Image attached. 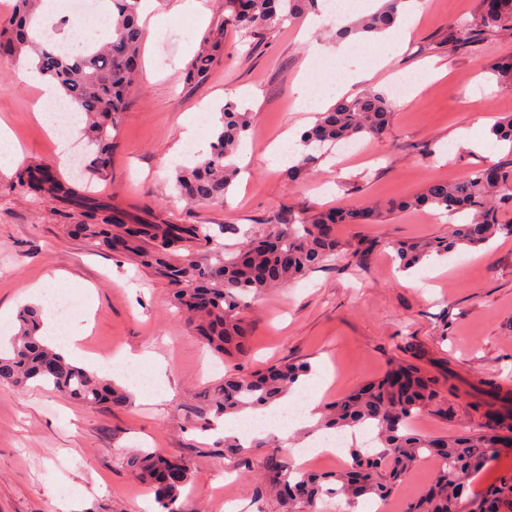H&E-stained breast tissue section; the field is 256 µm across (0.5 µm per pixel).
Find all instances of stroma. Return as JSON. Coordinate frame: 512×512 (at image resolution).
<instances>
[{
	"mask_svg": "<svg viewBox=\"0 0 512 512\" xmlns=\"http://www.w3.org/2000/svg\"><path fill=\"white\" fill-rule=\"evenodd\" d=\"M178 0H156L160 21L141 50V79L116 131L117 147L106 179L96 181L101 200L140 218L159 215L176 224L218 228L225 252L270 231L269 219L283 209L360 206L420 192L435 178L454 180L487 161L512 162V148L487 136L495 120L512 114V86L498 83L489 65L512 57V39L493 36L476 52L454 50L445 38L451 26L471 23L480 0H420L421 12L398 46L391 33L373 38L336 39L334 18L291 20L268 31L248 49L224 22V0H200L207 25L175 12ZM45 36L78 55L109 38L110 15L93 26L61 27L64 0ZM224 53L205 80L187 79L185 69L214 36ZM341 46L338 57H310L311 44ZM309 62L324 75L317 93L324 106L365 90L390 92L402 79L414 82L423 68L435 75L393 102L389 132L366 143L365 156L341 163L325 160L320 175L289 185L268 148L287 129L313 124V112L299 110L300 66ZM14 57L0 54V119L10 124L27 164L43 163L67 181L80 174L74 163L58 164L59 143L34 119L36 88L17 75ZM249 109L253 126L239 154L241 172L221 206L186 208L173 198L177 165L199 161L211 151L212 129L225 102ZM197 124L193 144L182 139L183 120ZM469 131L473 144L458 140ZM15 169L0 164V347L19 330L20 311L33 303L29 288L55 277L51 293L70 308L72 324L89 325L81 341L87 354L105 359L99 377L125 387L130 406L88 408L41 385L20 390L0 383V512H147V489L123 460L133 450L188 459L192 480L183 512H224L232 496L237 512H281L271 494L266 451L224 449V420L209 415L229 364L206 352L170 305L166 280L131 257L117 255L68 233L56 216V202L23 194L11 186ZM448 219L419 211L390 214L375 224H341L342 243L365 239L374 250L365 259L347 257L273 292L249 298L248 355L238 370L253 372L284 362L308 361L328 370L332 381L324 404L349 395L380 377L394 359L412 361L440 382L447 414L422 413L417 427L428 435L479 429L475 403L485 400L486 383L512 374V237L442 258L434 274L426 261L402 276L392 261L397 240L446 235ZM129 350L166 362L168 397H150L111 354Z\"/></svg>",
	"mask_w": 512,
	"mask_h": 512,
	"instance_id": "35a3bbf8",
	"label": "stroma"
}]
</instances>
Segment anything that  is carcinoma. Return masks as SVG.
Listing matches in <instances>:
<instances>
[{
  "label": "carcinoma",
  "instance_id": "carcinoma-1",
  "mask_svg": "<svg viewBox=\"0 0 512 512\" xmlns=\"http://www.w3.org/2000/svg\"><path fill=\"white\" fill-rule=\"evenodd\" d=\"M37 2L15 0L11 13L0 18V52L31 51L38 72L58 82L63 99L80 104L84 134L92 147L85 166L91 181L110 165L115 147L113 131L128 106L139 73L141 0H111V37L78 56L45 47L30 36ZM402 2L386 0L376 12L340 28L339 36L356 32L369 37L392 28ZM224 4L230 10L225 22L237 28L251 48L277 24L318 9V0H224ZM492 33L512 35V0H481L479 17L458 28L451 39L456 49L469 52ZM218 58L219 42H208L190 62L189 76L203 81ZM490 71L512 85V59L490 65ZM392 117L391 102L381 92L337 100L318 113L304 134V151L286 169L288 180L297 182L310 174L339 142L381 138ZM251 128V113L234 103L224 104L211 153L191 167L174 170V188L179 196L190 204L223 205L239 174L233 157ZM489 135L512 145V118L495 122ZM37 175L42 179L35 194L65 201L81 216L73 225L74 232L103 250L138 260L165 279L171 286L172 304L193 324L207 348L221 358L242 359L248 353L249 326L242 315L247 296L285 288L316 269L341 261L349 251L356 257L367 256L373 244L361 240L348 249L337 238L336 227L374 224L381 217L376 206L315 212L282 210L270 219L273 229L267 235L246 241L226 256L204 224L133 222L121 208L94 197L89 188L79 189L48 175L41 165L19 169L12 186L26 193L27 182ZM509 205L512 166L506 163H487L456 180H433L419 193L388 202L387 213L432 209L451 219L463 215L468 219L451 225L446 237L394 244V261L405 271L432 255L479 247L498 234L511 236L512 224L500 220L501 209ZM40 316L37 308L23 312L10 348L0 351L1 382L20 389L39 382L88 407H124L130 403L126 389L66 361L44 344L38 336ZM310 372L305 362H285L262 372L226 377L214 413L228 415L266 406L288 394ZM488 387L492 400L476 406L484 419L481 429L448 436L424 435L410 426L419 413L430 407L448 413L437 403V383L410 361L392 362L382 378L327 407L318 423V428L336 433L368 426L379 451L370 454L354 445L349 448L347 468L323 477L288 470L281 443L275 439L258 441L254 447L268 449L269 471L284 473L270 486L284 512H317L322 496L328 494L348 501L373 496L383 500L403 486L425 457L436 458L439 469L425 491L406 501L404 512H462L468 500V477L483 471L500 448L512 444V397L500 394L502 383L496 380L488 382ZM125 466L153 493L159 512H182L180 500L192 476L188 460L136 450L126 457ZM481 500L491 502L490 512H512V474L488 486Z\"/></svg>",
  "mask_w": 512,
  "mask_h": 512
}]
</instances>
